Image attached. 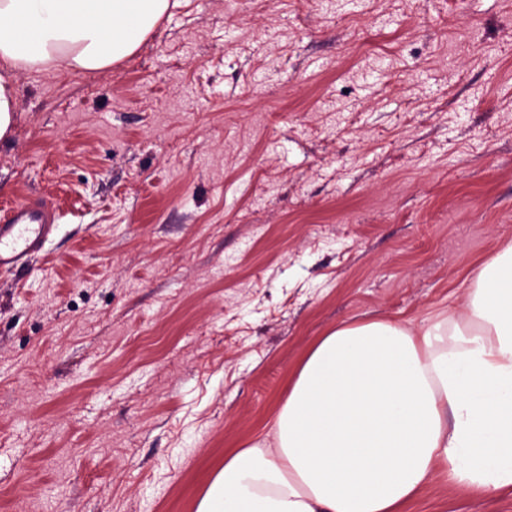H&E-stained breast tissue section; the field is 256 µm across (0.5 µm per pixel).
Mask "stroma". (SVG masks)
Wrapping results in <instances>:
<instances>
[{
    "mask_svg": "<svg viewBox=\"0 0 512 512\" xmlns=\"http://www.w3.org/2000/svg\"><path fill=\"white\" fill-rule=\"evenodd\" d=\"M13 80L0 208L59 220L0 270V512H196L330 329H421L512 243V0H180Z\"/></svg>",
    "mask_w": 512,
    "mask_h": 512,
    "instance_id": "35a3bbf8",
    "label": "stroma"
}]
</instances>
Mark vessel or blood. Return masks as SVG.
I'll return each mask as SVG.
<instances>
[{
    "instance_id": "1",
    "label": "vessel or blood",
    "mask_w": 512,
    "mask_h": 512,
    "mask_svg": "<svg viewBox=\"0 0 512 512\" xmlns=\"http://www.w3.org/2000/svg\"><path fill=\"white\" fill-rule=\"evenodd\" d=\"M55 215L42 200L23 199L0 211V270L27 269L52 234Z\"/></svg>"
}]
</instances>
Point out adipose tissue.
Segmentation results:
<instances>
[{"instance_id":"1","label":"adipose tissue","mask_w":512,"mask_h":512,"mask_svg":"<svg viewBox=\"0 0 512 512\" xmlns=\"http://www.w3.org/2000/svg\"><path fill=\"white\" fill-rule=\"evenodd\" d=\"M170 0H0V140L16 71H102L132 56ZM275 444L225 457L197 512H404L433 478L512 490V244L478 272L462 312L420 330L372 319L307 353Z\"/></svg>"}]
</instances>
